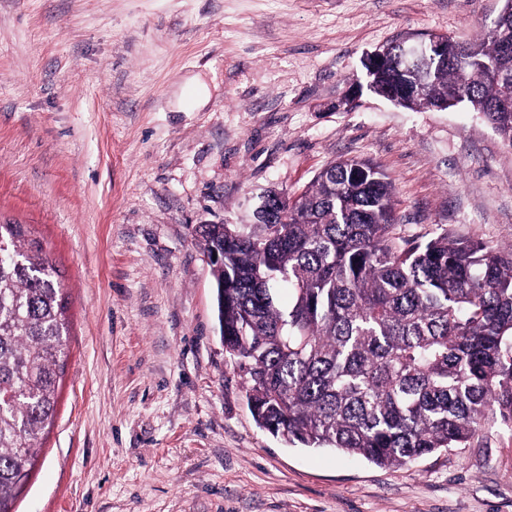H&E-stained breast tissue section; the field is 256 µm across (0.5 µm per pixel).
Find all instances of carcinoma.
<instances>
[{
    "mask_svg": "<svg viewBox=\"0 0 512 512\" xmlns=\"http://www.w3.org/2000/svg\"><path fill=\"white\" fill-rule=\"evenodd\" d=\"M512 12L460 61L433 65L405 108L463 105L512 145ZM397 91L407 77H371ZM273 221L193 230L211 258L224 349L252 415L289 443L402 467L512 423V247L394 237L395 187L369 160L320 171ZM0 512H12L56 414L68 362L58 270L21 224H0Z\"/></svg>",
    "mask_w": 512,
    "mask_h": 512,
    "instance_id": "carcinoma-1",
    "label": "carcinoma"
}]
</instances>
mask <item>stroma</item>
I'll list each match as a JSON object with an SVG mask.
<instances>
[{
	"label": "stroma",
	"mask_w": 512,
	"mask_h": 512,
	"mask_svg": "<svg viewBox=\"0 0 512 512\" xmlns=\"http://www.w3.org/2000/svg\"><path fill=\"white\" fill-rule=\"evenodd\" d=\"M503 0H0V224L61 273L57 415L14 512H512V428L382 468L254 420L201 224L366 159L396 234L512 245V145L369 91L366 53L479 39ZM208 101H188L190 82Z\"/></svg>",
	"instance_id": "obj_1"
}]
</instances>
